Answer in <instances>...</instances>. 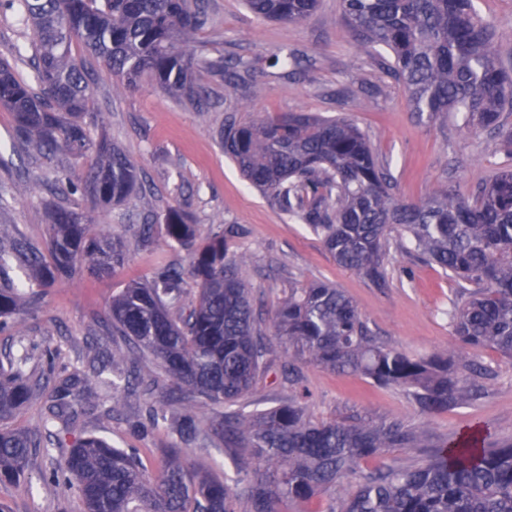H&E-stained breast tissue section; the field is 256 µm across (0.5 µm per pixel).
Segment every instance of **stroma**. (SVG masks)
I'll return each mask as SVG.
<instances>
[{"instance_id": "stroma-1", "label": "stroma", "mask_w": 512, "mask_h": 512, "mask_svg": "<svg viewBox=\"0 0 512 512\" xmlns=\"http://www.w3.org/2000/svg\"><path fill=\"white\" fill-rule=\"evenodd\" d=\"M207 6L211 25L192 33V41L207 57L250 61L252 72L245 85L234 89L227 87L221 73L197 72V82L209 92L205 112L147 86L117 91L103 64L74 44V57L95 72L90 84L93 112L113 144L138 165L144 182L142 192L95 212L96 223L111 225L122 237L128 260L109 278L81 271L56 282L35 313L16 316L10 329L0 333V346L27 348L33 365L56 376L83 369L85 337L95 336L113 351L123 350L121 340L102 322L113 296L128 284L150 281L160 266L189 264L187 251L170 242L163 229L167 211L176 207L203 232L220 224L237 225L239 233L230 249L247 255L239 275L263 314H270L288 289L325 281L345 290L370 329L390 346L411 355L448 349L454 337L445 311L456 285L442 270L395 249L390 286L381 290L340 268L307 225L242 178L225 156L218 132L229 116L239 121L288 112L347 117L368 135L379 159L388 162L394 193L406 201L423 199L439 186L468 195L512 158L490 132L470 129L462 119L447 115L430 120L411 112L402 86L387 74L381 56L369 57L358 49L344 24L340 0H321L313 15L297 23L259 18L242 0H208ZM476 7L481 16L494 20L502 57L512 60V0H476ZM288 52L308 58L298 73L279 62ZM0 157L5 160L0 167V230L46 247L50 203L82 207L84 196L51 193L58 170L18 142L13 117L2 108ZM148 221L155 230L146 244L137 227ZM263 331L275 363L254 391L236 403V410L245 414L286 402L294 390L281 374L288 358L284 344L271 325H264ZM479 358L499 371L488 391L429 416L420 414L406 389L379 388L363 378L307 363L300 367L298 388L306 390L310 410L320 418L367 413L425 425L436 441L480 427L493 441L512 442V364L492 350ZM162 397L159 389L149 396L122 394L110 415L104 406L87 407L76 429L103 436L120 448L139 449L147 474L158 477L159 450L172 436L164 425L144 437L133 426L145 420L146 400ZM48 465V458L37 454L30 482L0 484V501L12 512H82L72 487L43 490L40 474Z\"/></svg>"}]
</instances>
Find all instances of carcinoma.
Returning <instances> with one entry per match:
<instances>
[{
  "instance_id": "cac0c4a2",
  "label": "carcinoma",
  "mask_w": 512,
  "mask_h": 512,
  "mask_svg": "<svg viewBox=\"0 0 512 512\" xmlns=\"http://www.w3.org/2000/svg\"><path fill=\"white\" fill-rule=\"evenodd\" d=\"M254 13L284 22L310 17L318 0H245ZM34 34L32 77L26 79L0 52V107L12 113L21 142L54 162L78 165L65 177L71 194L98 206L125 201L142 186L136 165L104 136L93 135L91 74L72 53L79 39L116 79L134 90L152 85L199 110L208 94L194 79L201 68L245 81L250 62L210 59L184 40L211 22L205 0H0ZM347 26L370 56L388 51L387 72L408 94L412 111L431 119L462 114L472 129L495 134L512 153V64L503 60L494 23L474 0H342ZM224 153L243 178L321 238L336 265L377 288L390 280L392 247L438 266L462 288L449 299L455 346L411 356L381 342L354 300L329 283L290 288L278 299L275 335L307 363L358 376L380 387L411 391L421 414L446 411L485 390L496 369L477 360L494 348L512 360V167L464 197L437 188L417 202L393 193L391 177L367 136L345 117L282 113L252 121L231 118L219 132ZM48 252L23 237L0 243V330L35 303L29 293L81 269L109 277L124 265V245L112 228L93 229L87 212L55 205L48 213ZM169 241L186 248L188 269L159 268L148 283H132L112 298L103 323L121 337L138 368L152 357L170 383L169 400L202 399L215 406L202 422L184 411L173 423L177 444L162 449L161 478L146 477L133 448L75 433L79 407L94 397L111 406L130 388L112 379L107 354L87 373L53 388L28 370L26 351L0 350V484L25 478L37 450L64 448L42 476L43 485L76 487L83 512H282L329 493V512H512V443L498 444L476 427L433 442L421 426L363 415L320 419L297 393L254 414L229 407L249 394L272 367L261 313L238 275L244 255L230 252L234 226L203 238L176 208L164 219ZM28 271V286L9 272ZM197 284L182 306L184 277ZM44 399L42 430L11 427L36 399ZM143 431L166 422L146 402ZM217 436L239 448L234 486L204 459L188 467L186 448ZM392 448L420 453L400 469Z\"/></svg>"
}]
</instances>
